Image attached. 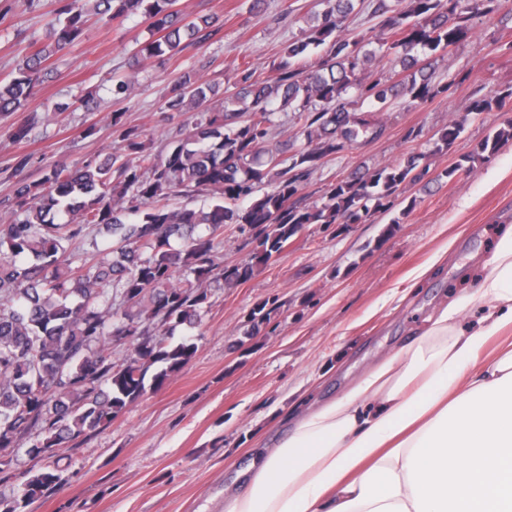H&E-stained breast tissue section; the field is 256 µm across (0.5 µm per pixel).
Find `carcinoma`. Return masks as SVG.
Here are the masks:
<instances>
[{"mask_svg":"<svg viewBox=\"0 0 512 512\" xmlns=\"http://www.w3.org/2000/svg\"><path fill=\"white\" fill-rule=\"evenodd\" d=\"M358 0H325L310 28L288 42L272 79L249 64L232 88L219 93L193 71L179 75L164 102L167 112H194L155 150L125 113L111 114L117 152L80 163L47 167L38 180L20 159L0 202L14 215L0 224V479L34 427L32 457L52 458L74 448L121 416L148 393L161 391L195 357L197 330L208 300L202 285L234 288L281 253L307 224H360L376 209L394 206L402 185L429 172L427 155L412 151L395 165L354 171L331 184L321 202L299 203L302 184L324 160L383 125L357 107L382 112L394 101L410 105L448 96L450 84L433 80L434 62L470 32V15L487 16L499 0H370L380 29L347 32ZM50 43L35 49L10 79H0V119L25 112L48 62L80 40L88 18L108 24L140 17L150 38L134 58L173 56L219 33L220 18L190 16L178 0H55ZM400 69L386 77L367 71L376 56ZM277 109L294 113L303 144L291 151L273 144ZM36 114L11 124V137L28 138ZM464 131L452 121L436 133L446 152ZM512 141V120L475 151L437 173L452 180ZM207 191L203 207L172 208L176 194ZM251 232L249 260L226 265L217 238L224 225ZM78 239L89 248L77 251ZM277 300L251 311L244 337L270 322ZM128 343V358L112 361V344ZM64 483L48 465L0 512L28 504Z\"/></svg>","mask_w":512,"mask_h":512,"instance_id":"obj_1","label":"carcinoma"}]
</instances>
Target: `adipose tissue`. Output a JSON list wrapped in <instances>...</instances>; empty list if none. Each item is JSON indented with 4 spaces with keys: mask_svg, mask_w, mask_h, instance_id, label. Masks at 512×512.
Returning a JSON list of instances; mask_svg holds the SVG:
<instances>
[{
    "mask_svg": "<svg viewBox=\"0 0 512 512\" xmlns=\"http://www.w3.org/2000/svg\"><path fill=\"white\" fill-rule=\"evenodd\" d=\"M462 299L249 464L224 512H512V226ZM482 315L464 330L462 307Z\"/></svg>",
    "mask_w": 512,
    "mask_h": 512,
    "instance_id": "adipose-tissue-1",
    "label": "adipose tissue"
}]
</instances>
